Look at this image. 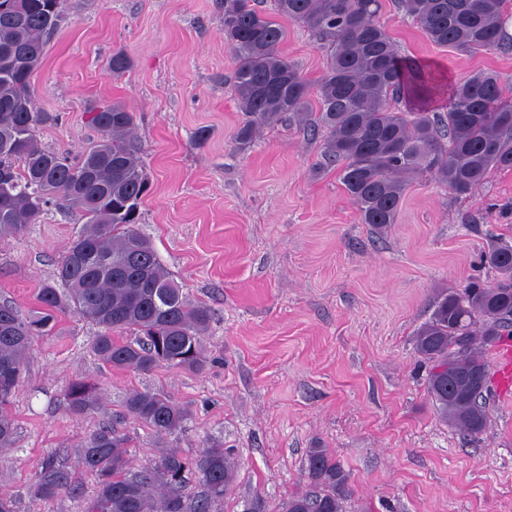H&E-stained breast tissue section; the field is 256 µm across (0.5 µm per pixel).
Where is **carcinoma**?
Returning <instances> with one entry per match:
<instances>
[{"instance_id":"obj_1","label":"carcinoma","mask_w":512,"mask_h":512,"mask_svg":"<svg viewBox=\"0 0 512 512\" xmlns=\"http://www.w3.org/2000/svg\"><path fill=\"white\" fill-rule=\"evenodd\" d=\"M512 0H401L430 41L461 53L503 45L500 18ZM278 18L255 0H224V41L235 57L234 93L245 120L236 133L244 149L259 124L302 113L310 86L280 48L278 19L300 24L325 40L329 64L316 84L315 123L325 131L323 155L340 165L339 179L366 224L396 223L409 179L425 173L462 195L492 169L512 168V88L493 70L472 73L448 93V111L403 112L390 98L433 96L438 87L415 61L399 59L379 20L381 0H274ZM61 0H0V231L19 234L39 221L44 207L61 204L86 219L71 241L57 279L39 288L37 307L19 314L0 304V447H9L15 421L8 410L22 381L26 355L39 336L54 332L68 313L103 328L94 354L117 370L150 371L164 365L201 373L199 332L209 310L187 302L159 263L152 242L134 228L150 188L132 130L135 114L123 104L100 106L93 123L100 138L71 160L38 142L45 117L34 111L31 78L62 22ZM27 64L14 65V52ZM127 54H112L108 68L121 75ZM494 282H471L441 294L417 329L414 350L427 370V392L441 418L470 437L488 425L485 387L469 375L489 363L478 345L512 336V245L491 242L483 251ZM133 330V341L116 331ZM70 412L84 416L97 403L96 386L83 377L67 390ZM126 413L156 436L180 429L187 406L151 391H133ZM128 438L111 426L94 430L81 461L98 480L86 512H210L224 500L234 467L223 445L190 461L166 450L153 465L132 470ZM200 475L201 491L186 473ZM312 490L289 495L279 512H343L350 475L325 448L307 452ZM76 486L66 463L43 467L33 496L50 501Z\"/></svg>"}]
</instances>
